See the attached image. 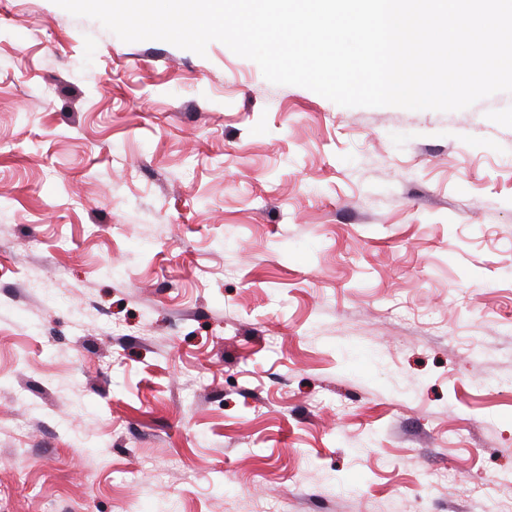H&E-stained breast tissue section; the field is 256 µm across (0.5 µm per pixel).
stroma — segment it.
<instances>
[{"label":"stroma","instance_id":"1","mask_svg":"<svg viewBox=\"0 0 512 512\" xmlns=\"http://www.w3.org/2000/svg\"><path fill=\"white\" fill-rule=\"evenodd\" d=\"M0 512L512 503V93L343 107L0 0Z\"/></svg>","mask_w":512,"mask_h":512}]
</instances>
